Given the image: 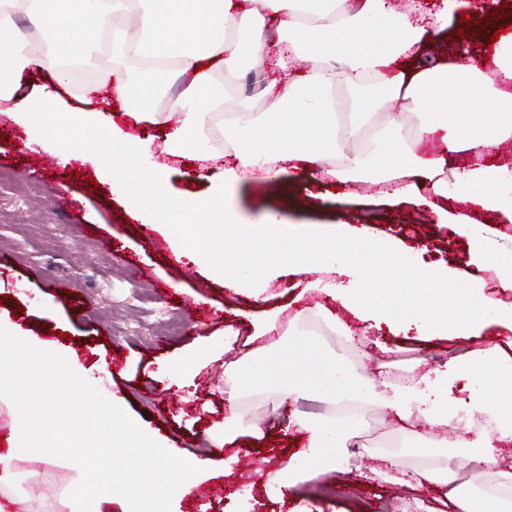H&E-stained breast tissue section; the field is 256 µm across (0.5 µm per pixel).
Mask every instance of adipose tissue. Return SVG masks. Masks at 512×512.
<instances>
[{
  "mask_svg": "<svg viewBox=\"0 0 512 512\" xmlns=\"http://www.w3.org/2000/svg\"><path fill=\"white\" fill-rule=\"evenodd\" d=\"M460 0H442L427 13L420 0H0V99H12L25 68L49 70L58 86L73 83L86 64L87 52L112 48L115 57L133 62L154 46L158 63L138 82L102 72L101 84H114L120 98L137 102L139 115L151 123L164 122L154 107L171 72L189 79L175 107L183 123L169 135L171 146L206 161L221 158L220 144L235 142L234 161L221 173L224 183L243 180L279 181L288 163L308 164L319 182L346 184L368 171L379 170L394 189V202L423 204L426 195L437 202L432 209L439 223L453 225L469 235L466 213L449 210L448 200L496 213L501 223H512V162L490 163L486 157L512 141V32L500 36L493 48L494 72L485 60L453 54L451 61L428 60L431 41L446 39ZM26 13L35 31L46 36L44 50H34L16 25ZM233 18V32L224 21ZM90 34L87 52L75 38ZM284 43L275 60L278 76L263 91L269 105L263 112H235L215 121L223 91L208 67L223 64L236 71L242 44L264 48L269 37ZM309 61L307 73H297V58ZM344 82L350 95L344 115H337L333 91ZM412 102L415 114L385 111V104ZM61 110L53 94L30 96L19 105V119L38 136L57 140ZM369 134L368 148L348 150L360 134ZM441 135L442 155L425 157L418 146L427 137ZM76 142L99 150L112 144V172L137 185L131 206L148 222L168 225L181 250L210 266L226 288L260 298L272 280L292 274L315 261L336 273L321 291L340 301L355 318L385 323L397 332L417 327L423 336L457 338L479 333L498 301L474 284L468 294L449 296L446 285L454 270L435 262L414 263L411 249L390 238L357 228L334 236L284 237L276 212H268L264 231L249 245L252 265H243L237 249L218 250L219 241L233 236L238 215L214 207L210 198L161 197L158 168L133 164L134 155L148 151L145 141L129 142L112 120L97 117L88 128H76ZM452 168V179L443 176ZM396 281L389 295L378 284ZM498 347L461 362L458 376L482 390L495 382L494 394L473 402L474 414L493 417L499 432L453 425L456 403L434 381H426L420 399L400 391L383 402L403 426L419 430L417 455L428 453L430 440L423 428L452 427L453 447L466 449L464 457L433 460L416 472L418 483L440 488L448 512H503L501 491L473 493L496 460L501 443L512 441V369L504 367ZM224 403L229 420H236L247 396L275 392L288 412L277 425L283 432L307 433L311 463L320 471H345L339 446L353 421L349 403L365 400L364 382L335 356L309 346L289 349L276 362L244 353L227 363ZM319 397L330 404L323 422L310 421L302 401Z\"/></svg>",
  "mask_w": 512,
  "mask_h": 512,
  "instance_id": "ef3b65f1",
  "label": "adipose tissue"
}]
</instances>
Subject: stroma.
Masks as SVG:
<instances>
[{"mask_svg": "<svg viewBox=\"0 0 512 512\" xmlns=\"http://www.w3.org/2000/svg\"><path fill=\"white\" fill-rule=\"evenodd\" d=\"M76 112L110 115L125 133L151 140L152 154L142 164L158 162L173 196L213 193L209 162L166 151V128L138 122L130 101L116 102L111 91L87 92L76 83L60 91ZM7 127L17 150L0 154V320L6 330L79 350L75 373L112 400L151 438L173 455L197 462L203 497L188 501L174 494L171 512H396L408 503L428 512L436 491L422 486L405 490L378 465L379 452L395 455L400 469L416 470L421 457L411 451L416 439L391 412L363 403L367 417L357 420L353 436L367 439L363 461L349 473H312L296 488H286L278 474L307 466L295 436H283L272 417L274 395L247 397L239 410L232 443L224 441V330L238 329L239 343L249 341L253 324L269 315L295 319L297 331L310 335L343 357L367 380L379 377L377 356L357 352L353 343L313 321L296 319L299 309L327 302L310 291L297 296L277 281L261 302L225 288L206 267L176 257L166 227L155 225L156 243L144 237L145 220L128 202L127 186L112 179V168L89 155L63 153L50 146L37 152L50 161L39 173L25 170L27 128L13 122L0 102V127ZM289 201L271 189L245 182L230 200L245 220L260 223L266 209L278 211L294 229L331 230L337 223L367 225L374 232L401 238L416 250L415 261L459 268L463 283H493L494 272L473 260L478 241L502 257L512 256V224L494 213L470 210L473 234L465 237L437 223L431 208L391 204L377 194V178L364 175L354 188L316 183L293 170L284 174ZM371 340L391 347L385 370L407 371L412 380L447 371L449 362L474 350L512 339L505 326L492 324L476 338H418L416 330L369 332ZM184 363L191 386L179 387L170 370ZM16 490L47 512H71L69 496L82 471L72 461L45 462L39 453L15 450ZM250 492L241 495V483Z\"/></svg>", "mask_w": 512, "mask_h": 512, "instance_id": "stroma-1", "label": "stroma"}]
</instances>
